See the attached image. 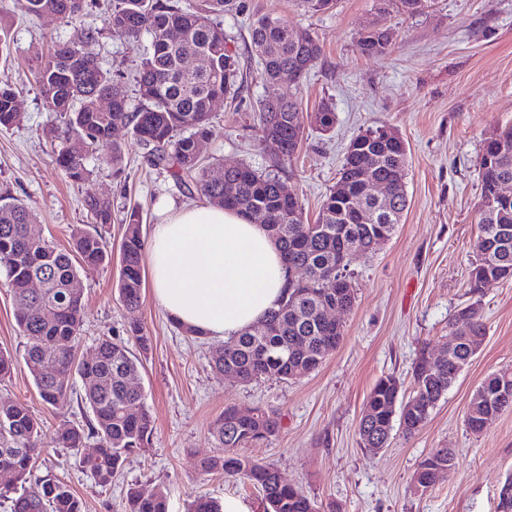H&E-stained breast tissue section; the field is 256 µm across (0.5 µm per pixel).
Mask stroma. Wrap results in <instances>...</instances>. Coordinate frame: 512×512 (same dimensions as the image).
I'll use <instances>...</instances> for the list:
<instances>
[{
    "mask_svg": "<svg viewBox=\"0 0 512 512\" xmlns=\"http://www.w3.org/2000/svg\"><path fill=\"white\" fill-rule=\"evenodd\" d=\"M111 2L92 0L70 22L52 15L16 19L10 53L0 57V82L17 88L24 113L20 124L0 129V187L28 204L44 238L58 248L70 247L72 226L92 218L83 203L86 189L69 181L56 163L48 131L63 122L45 108L32 74L53 42H68L104 68L123 71L130 102L138 104L135 68L149 42L133 47L104 32ZM261 15L281 19L323 47L299 98L309 113L333 106L336 125L328 132L306 126L297 154L278 170L308 220L316 219L323 198L335 189L356 135L389 126L407 145L409 206L389 240L352 261L354 307L336 315L344 340L307 377L242 384L214 372V340H194L176 329L151 288H144L138 308L124 307L115 289L119 262L81 274L85 319L78 353L93 356L99 339L123 337L130 325L142 326L149 344L141 355L140 383L155 432L150 447L129 458L111 487L95 486L80 465L81 455L64 448H48L34 474L67 482L86 512H122L129 488L148 492L159 484L169 491L170 512H185L193 494L264 512L257 489L197 470L198 461L216 451L213 421L232 405L243 413L260 408L280 416L277 434L240 453L272 464L284 482L304 490L318 512H497L501 487L512 475V411L479 435L470 433L464 417L472 391L489 374L512 367V280L474 293L468 277L476 255L484 140L493 128L512 125V0H433L416 16L394 7L379 14L376 0H336L317 14L300 10L295 0H234L224 30L251 69L256 63L248 28ZM374 23L391 33V50L382 58L366 55L360 46L362 32ZM91 27L101 34L89 42L84 33ZM291 84L286 76L275 85L253 77L236 101H217L204 159L270 169L254 107ZM112 137L124 146L121 169L91 157L86 165L93 171L91 188L111 203L112 222L102 233L116 247L131 209H139L148 236L162 220V204L193 206L197 200L169 173L148 164L126 127H116ZM474 301L486 323L480 351L418 432L409 438L394 433L391 447L366 455L358 422L375 382L389 375L409 383L421 351H444L449 322ZM0 348L17 360L10 378L0 383V401L26 403L47 439L62 421L86 422L90 412L80 401L78 377L67 379L64 404L41 400L22 360L10 292L1 282ZM442 448L454 453V470L427 491H414L411 477L419 463Z\"/></svg>",
    "mask_w": 512,
    "mask_h": 512,
    "instance_id": "obj_1",
    "label": "stroma"
}]
</instances>
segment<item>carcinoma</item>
<instances>
[{
  "label": "carcinoma",
  "mask_w": 512,
  "mask_h": 512,
  "mask_svg": "<svg viewBox=\"0 0 512 512\" xmlns=\"http://www.w3.org/2000/svg\"><path fill=\"white\" fill-rule=\"evenodd\" d=\"M230 0H200L197 5L183 0H114L104 23L112 36L131 44L148 36L150 47L141 56L136 76L139 106L133 108L123 90L124 76L104 68L93 56L69 43L60 42L34 72L43 104L58 113L65 124L56 161L66 176L85 186L84 205L94 220L88 229H71V246H51L29 207L8 189L0 191V276L9 288L20 335L25 340L23 359L40 397L56 405L67 394L64 379L72 374L84 385L81 400L91 410L87 424L65 420L55 429L53 443L59 448L79 451L86 439H98L96 453L82 460L94 484L105 488L122 471L128 456L151 445L154 422L142 387L130 380L139 376L141 360L121 338H102L91 358L78 356L77 343L84 320L82 296L68 288L82 272L96 270L112 260V252L100 227L111 223L108 200L91 189L92 171L84 160L98 145L112 139L118 125L147 149L151 166L163 169L188 192L205 199L223 196L225 208L244 217L263 211L268 234L286 257L288 288L277 309L263 319L267 332L257 336L246 329L225 344L214 347L212 368L218 374L233 369L249 383L259 378L298 380L317 371L336 350L344 336L339 321L326 316L329 309L349 311L354 292L347 284L352 274L338 280L336 254L342 245L359 253L375 250L376 227L392 236L408 207L406 190L407 148L401 141L378 139L377 130L358 134L360 148L345 156L340 180L349 187L350 197L327 195L314 222H309L298 197L280 192V177L274 171H258L249 165L227 167L206 164L198 151L199 142L209 134L215 99L238 98L248 72L240 56L228 45L217 16ZM428 0H378V11L396 6L408 14L423 10ZM22 17L53 15L72 20L85 10L86 0H15ZM178 39H172V32ZM386 28L375 24L360 37L364 53L382 58L390 42L382 40ZM251 44L257 74L274 83L283 71H297L306 77L320 60V42H301L280 20L264 16L252 23ZM198 57L193 69L182 65V56ZM112 95V109L101 110L99 99ZM262 141L278 163L298 151L305 121L320 129H331L336 114L325 105L317 112L304 113L297 92H283L256 104ZM22 120L18 91L0 85V127L10 128ZM481 182L477 224L479 237L491 240L493 258L476 256L469 270V288L491 276L512 278V203L497 195V184L512 181V126L497 128L485 139L479 162ZM385 186V199L375 198L369 184ZM146 244L142 217L131 210L120 243V273L116 288L127 308L142 303L144 274L142 254ZM42 288H33V280ZM49 300L56 313L46 320L39 302ZM448 354L431 366L422 351L412 367V391L402 393L392 376L380 378L368 394L358 424L361 445L371 455L389 447L396 404H401L399 427L404 436L414 435L425 425L433 410L475 356L474 346L483 344L486 325L482 308L473 302L460 309L449 327ZM512 384V367L488 375L470 396L465 412L467 429L485 432L512 401H499L501 386ZM281 427L274 412L257 409L242 414L224 407L211 427L217 453L200 461L204 475L222 474L251 485L262 492L264 512H317L302 488L279 480L271 464L237 453V449L265 440ZM43 452L39 421L23 402L0 405V471L14 477L0 497L13 495L14 512H84L82 500L67 482L53 476L31 480ZM454 454L446 448L426 457L414 472L415 491L432 487L437 469L452 471ZM169 493L159 486L150 493L129 489L124 512H169ZM186 512H224V504L206 496H195Z\"/></svg>",
  "instance_id": "obj_1"
}]
</instances>
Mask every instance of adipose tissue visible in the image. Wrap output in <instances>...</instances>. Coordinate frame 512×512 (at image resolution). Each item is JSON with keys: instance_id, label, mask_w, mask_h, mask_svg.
<instances>
[{"instance_id": "obj_1", "label": "adipose tissue", "mask_w": 512, "mask_h": 512, "mask_svg": "<svg viewBox=\"0 0 512 512\" xmlns=\"http://www.w3.org/2000/svg\"><path fill=\"white\" fill-rule=\"evenodd\" d=\"M149 253L156 300L172 319L214 340L261 320L287 284L265 227L221 207L166 208Z\"/></svg>"}]
</instances>
